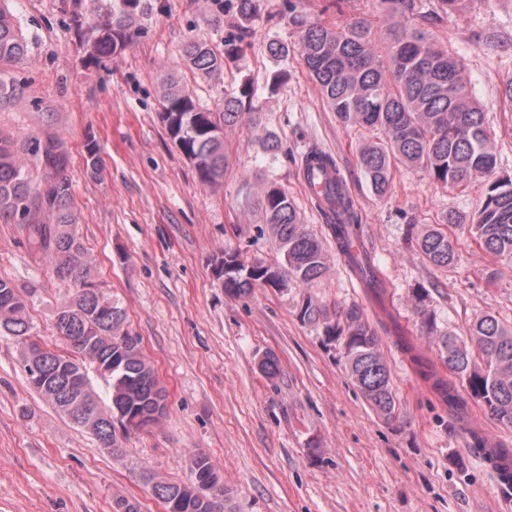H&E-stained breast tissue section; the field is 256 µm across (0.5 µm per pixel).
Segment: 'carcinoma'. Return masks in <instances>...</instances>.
I'll return each mask as SVG.
<instances>
[{
	"mask_svg": "<svg viewBox=\"0 0 512 512\" xmlns=\"http://www.w3.org/2000/svg\"><path fill=\"white\" fill-rule=\"evenodd\" d=\"M119 12H109L90 23L73 16L83 34L86 62L101 65L123 49L136 34L135 20L148 15L154 0H121ZM301 28L300 56L320 88L327 107L344 124L380 129L384 138L363 146L359 165L373 192L386 194L397 165L417 167L436 182L453 187L485 177L496 167V154L484 113L461 77L459 60L438 40L419 29H392L376 40L371 22L357 18L340 28L309 22L296 15ZM238 40H224L216 50L200 40L188 41L185 65L206 76L224 69V59L239 52ZM27 44L12 15L0 9V64L21 61ZM160 120L178 150L193 163L200 181L214 185L223 178L228 158L224 130L244 115L243 100L250 84L221 92L215 108L202 107L193 92L170 74L162 80ZM34 152L43 168V183L28 177L27 160L17 138L0 134V217L17 220L29 247L54 265L58 281L74 288L56 311L57 336L70 350L58 351L34 332L27 300L9 280L0 278V336L11 339L25 357L29 386L76 426L92 433L114 455L122 451L119 436L127 437L153 419L166 390L145 355L142 338L126 325L125 314L89 281L90 261L77 229L72 208L73 185L63 173L67 155L61 141L36 143ZM332 213H323L337 252L347 259L353 276L385 303L387 288L379 278L372 255L353 240L360 238V214L346 185L336 181L327 192ZM266 221L284 256L281 265H247L234 251L214 260V271L224 290L241 297L260 286L278 287L291 277L310 284L327 269L319 239L302 224L298 207L284 190L268 187L261 199ZM444 228L426 231L421 250L437 267L454 259L450 227L468 226L480 247L492 256L512 257V178L488 183L477 214L450 212ZM304 321L322 328L330 341L344 344L346 369L365 401L391 423L398 419L390 372L379 336L353 304L329 312L316 299L307 300ZM440 360L499 423L512 426V326L491 314L477 318L466 336L444 332L438 340ZM107 365L111 406L103 409L90 387L86 366ZM187 483L159 481L152 494L165 509L180 512H226L229 507L224 477L210 457L194 452Z\"/></svg>",
	"mask_w": 512,
	"mask_h": 512,
	"instance_id": "1",
	"label": "carcinoma"
}]
</instances>
